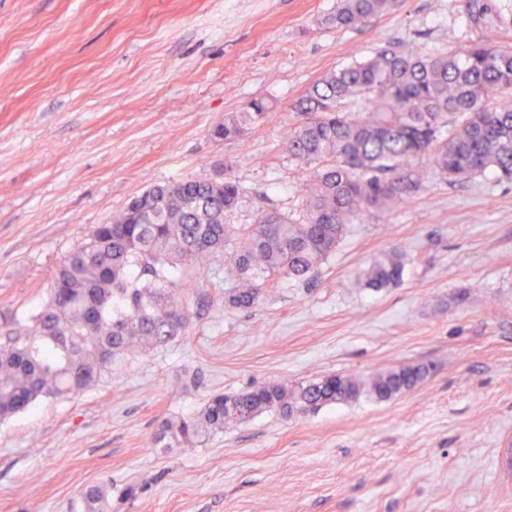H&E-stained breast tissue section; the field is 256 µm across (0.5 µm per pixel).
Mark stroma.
<instances>
[{"label":"stroma","mask_w":512,"mask_h":512,"mask_svg":"<svg viewBox=\"0 0 512 512\" xmlns=\"http://www.w3.org/2000/svg\"><path fill=\"white\" fill-rule=\"evenodd\" d=\"M335 0H0V313L37 307L55 267L132 197L185 178L246 186L232 221L304 212L309 173L282 147L290 110L328 71L389 43L512 46V0H403L352 30ZM485 12L472 24V7ZM272 119L214 139L249 101ZM403 281L359 284L391 247ZM223 258L189 284L209 302L184 336L119 379L0 422V512H512V183L429 178L401 209L362 216L309 283L225 308ZM432 364L386 402L266 413L161 452V420L215 393ZM81 504L83 512H103L108 499V487L106 483L87 486L82 490Z\"/></svg>","instance_id":"35a3bbf8"}]
</instances>
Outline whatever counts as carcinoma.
Returning a JSON list of instances; mask_svg holds the SVG:
<instances>
[{"label": "carcinoma", "instance_id": "1", "mask_svg": "<svg viewBox=\"0 0 512 512\" xmlns=\"http://www.w3.org/2000/svg\"><path fill=\"white\" fill-rule=\"evenodd\" d=\"M401 0H336L320 21L355 29ZM288 156L310 171L305 216L259 210L232 224L246 191L234 178H186L131 199L56 267L49 296L26 318L0 316V421L40 399H67L118 376L132 361L186 335L181 294L200 267L224 254V306L250 310L264 287L307 282L366 213L400 208L431 174L449 183L491 169L512 182V48L486 40L453 52L387 45L318 79L292 105ZM271 117L253 100L224 116L226 141ZM414 256L392 248L363 271L366 285L399 284ZM431 367L325 374L212 394L194 416L163 419L153 446L182 448L265 412L305 416L362 397L388 401L420 385ZM82 512H104L107 484L82 490Z\"/></svg>", "mask_w": 512, "mask_h": 512}]
</instances>
